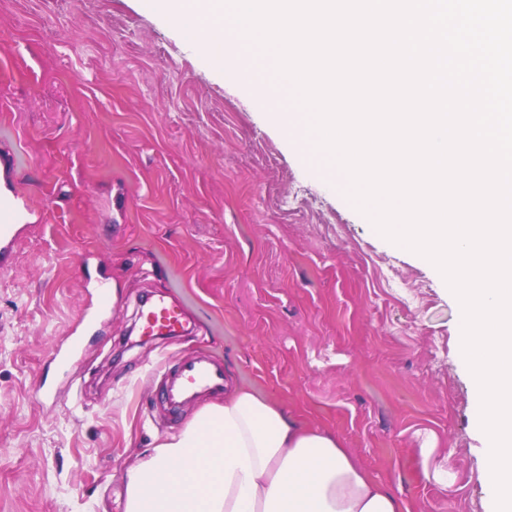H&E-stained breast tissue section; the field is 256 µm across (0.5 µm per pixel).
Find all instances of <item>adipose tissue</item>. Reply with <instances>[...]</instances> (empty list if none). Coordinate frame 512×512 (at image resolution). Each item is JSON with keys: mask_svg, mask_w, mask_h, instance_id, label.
<instances>
[{"mask_svg": "<svg viewBox=\"0 0 512 512\" xmlns=\"http://www.w3.org/2000/svg\"><path fill=\"white\" fill-rule=\"evenodd\" d=\"M125 512H407L341 438L238 386L126 472Z\"/></svg>", "mask_w": 512, "mask_h": 512, "instance_id": "1", "label": "adipose tissue"}]
</instances>
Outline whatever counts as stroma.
<instances>
[{"mask_svg":"<svg viewBox=\"0 0 512 512\" xmlns=\"http://www.w3.org/2000/svg\"><path fill=\"white\" fill-rule=\"evenodd\" d=\"M0 174L38 215L0 270V512H124L129 463L195 411L159 416L161 368L200 348L409 512H488L442 275L149 0H0ZM148 298L190 333L141 340Z\"/></svg>","mask_w":512,"mask_h":512,"instance_id":"stroma-1","label":"stroma"}]
</instances>
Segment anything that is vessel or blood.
I'll return each instance as SVG.
<instances>
[{
    "instance_id": "obj_1",
    "label": "vessel or blood",
    "mask_w": 512,
    "mask_h": 512,
    "mask_svg": "<svg viewBox=\"0 0 512 512\" xmlns=\"http://www.w3.org/2000/svg\"><path fill=\"white\" fill-rule=\"evenodd\" d=\"M29 216L24 202L15 194L0 196V257H7L17 241V227ZM142 335L169 336L182 327V315L172 305L162 300L151 302L141 313ZM224 387V368L204 354L182 359L164 374V384L157 403L167 415L179 411L206 391H219Z\"/></svg>"
}]
</instances>
